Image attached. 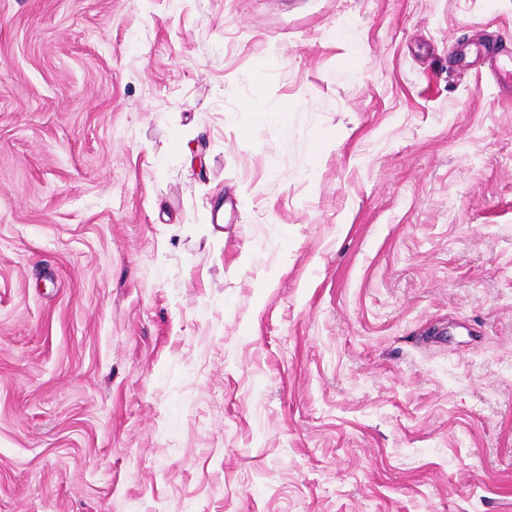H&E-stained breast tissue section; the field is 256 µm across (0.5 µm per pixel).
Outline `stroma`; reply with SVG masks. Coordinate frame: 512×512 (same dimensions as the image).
Listing matches in <instances>:
<instances>
[{
	"instance_id": "1",
	"label": "stroma",
	"mask_w": 512,
	"mask_h": 512,
	"mask_svg": "<svg viewBox=\"0 0 512 512\" xmlns=\"http://www.w3.org/2000/svg\"><path fill=\"white\" fill-rule=\"evenodd\" d=\"M498 68L512 0H0V512H512Z\"/></svg>"
}]
</instances>
